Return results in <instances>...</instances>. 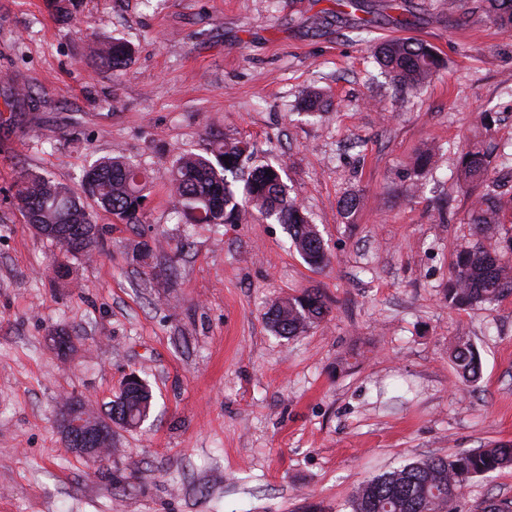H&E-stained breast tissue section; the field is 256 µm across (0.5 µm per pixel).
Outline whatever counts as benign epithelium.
<instances>
[{
    "instance_id": "7a95c632",
    "label": "benign epithelium",
    "mask_w": 512,
    "mask_h": 512,
    "mask_svg": "<svg viewBox=\"0 0 512 512\" xmlns=\"http://www.w3.org/2000/svg\"><path fill=\"white\" fill-rule=\"evenodd\" d=\"M129 428L131 424L116 422L111 415L95 417L87 414L76 403L65 407L60 414L59 428L70 452L82 459L97 463L112 447L115 427Z\"/></svg>"
}]
</instances>
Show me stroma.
<instances>
[{"label": "stroma", "instance_id": "35a3bbf8", "mask_svg": "<svg viewBox=\"0 0 512 512\" xmlns=\"http://www.w3.org/2000/svg\"><path fill=\"white\" fill-rule=\"evenodd\" d=\"M360 3L77 0L66 24L50 0H0V512H347L374 475L512 444V295L445 299L473 242L455 168L479 113L512 152V30L457 20L448 0H410L406 26L389 0ZM90 34L125 40L130 65L87 67ZM394 38L447 61L417 93L398 92L370 53ZM311 90L331 104L322 118L302 109ZM212 132L282 166L327 267L312 271L274 221L176 212L173 162L204 153ZM118 155L150 176L142 224L94 209L87 257L26 223L21 171L76 190ZM305 288L322 291L325 320L273 335L271 301ZM57 332L73 340L67 355ZM459 336L481 355L470 385L448 357ZM132 372L153 391L149 420L116 430L105 463L68 453L64 398L104 413ZM492 497L512 498V467L471 481L457 507L481 512Z\"/></svg>", "mask_w": 512, "mask_h": 512}]
</instances>
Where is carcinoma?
I'll use <instances>...</instances> for the list:
<instances>
[{
    "label": "carcinoma",
    "instance_id": "obj_1",
    "mask_svg": "<svg viewBox=\"0 0 512 512\" xmlns=\"http://www.w3.org/2000/svg\"><path fill=\"white\" fill-rule=\"evenodd\" d=\"M448 13L463 17L479 13L494 26L512 28V0H448ZM89 50L91 65L98 70L118 72L131 60V48L119 40L95 39ZM373 57L397 86L410 91L420 90L445 65L431 45L413 39L383 41L374 47ZM304 107L320 113L329 111L330 104L320 92L312 91ZM209 153L213 158L183 154L172 171L176 208L190 223L240 224L254 210L286 226L293 246L311 269L327 265L329 258L316 225L288 198L279 171L268 163L244 171V163L255 155L250 142H229L215 136ZM229 174L242 177V191L233 189ZM457 179L467 187L483 188L466 212L473 235L496 237L502 224L503 188L512 182V153L499 154L490 142H470L461 153ZM146 187L140 165L118 156L86 169L79 194L48 174L24 170L16 182V199L27 223L38 234L77 255L92 251L97 241L95 235L84 241L86 230L95 224L84 199L123 224H140ZM511 295L512 260L497 257L479 242L457 252L446 288L449 305L465 308L491 304ZM327 314L319 289L307 288L295 297L273 303L266 320L276 335L290 338L318 325ZM449 358L463 381L472 384L480 379L481 359L470 339L457 338ZM151 406L152 392L143 380L132 383L124 395L112 401V411L119 419L133 422L145 421ZM508 467H512L511 443L448 457L430 456L360 483L348 500V508L350 512H452L451 505L470 481Z\"/></svg>",
    "mask_w": 512,
    "mask_h": 512
}]
</instances>
